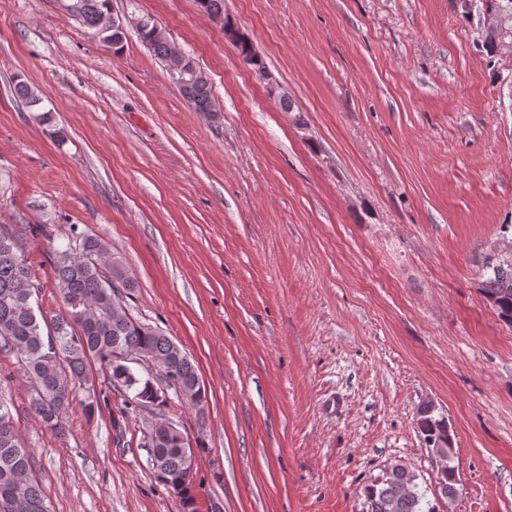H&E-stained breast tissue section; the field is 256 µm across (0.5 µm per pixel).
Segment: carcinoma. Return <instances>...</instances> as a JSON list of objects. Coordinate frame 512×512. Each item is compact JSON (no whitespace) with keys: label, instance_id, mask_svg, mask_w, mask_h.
<instances>
[{"label":"carcinoma","instance_id":"obj_1","mask_svg":"<svg viewBox=\"0 0 512 512\" xmlns=\"http://www.w3.org/2000/svg\"><path fill=\"white\" fill-rule=\"evenodd\" d=\"M75 16L105 45L118 46L124 32L112 24L110 0H72ZM203 11L224 30L227 39L239 52L242 61L263 68L249 40L224 13V0H200ZM467 14L478 12V18L491 12L495 24L482 27V48L495 58L504 47L512 46V0H465ZM144 45L166 65H171L180 48L165 35L155 32V24L146 19V27L138 30ZM187 79H195L189 102L198 112H218L209 82L195 62L185 58ZM17 97L35 106L40 98L22 77H16ZM487 278L481 282V292L498 317L512 325V259L504 261L494 256L484 263ZM52 277L65 313L47 319L34 303L41 284L33 274L15 241L0 234V346L15 351L20 358L21 372L32 384L30 406L48 430L62 433L65 415L77 392L84 391L82 405L93 415L115 391L127 398L134 407L148 409L155 416L164 413L168 400L165 390L170 384L165 374L174 372L179 387L187 392L186 404L204 418L205 389L197 368L190 357L162 331L134 319L128 312L124 297L138 287L126 265L111 253L101 239L79 234L63 250L55 251L51 263ZM150 361L156 375L145 378L136 374L129 363L133 359ZM98 361L105 388H97L89 372L90 360ZM13 406L9 389L0 382V512L4 492L27 505L24 512H44L52 509L51 501L35 475L34 453L27 448L11 413ZM416 423L424 441L439 443L446 454L445 467L439 477L440 494L452 498L458 483L452 465L454 435L447 420L435 415V406L421 404ZM144 446L149 450V465L168 490L180 485V512H198L191 494L194 475L189 460L194 456L187 437L172 425L165 429L147 426ZM366 512H435L418 490L415 475L395 464L388 467L385 477L363 488Z\"/></svg>","mask_w":512,"mask_h":512}]
</instances>
